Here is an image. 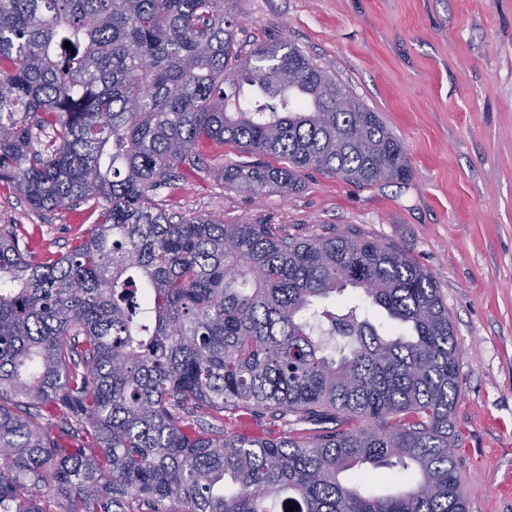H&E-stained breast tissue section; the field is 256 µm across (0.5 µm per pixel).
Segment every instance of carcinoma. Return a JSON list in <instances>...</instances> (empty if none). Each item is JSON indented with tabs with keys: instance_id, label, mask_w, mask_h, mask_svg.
<instances>
[{
	"instance_id": "obj_1",
	"label": "carcinoma",
	"mask_w": 512,
	"mask_h": 512,
	"mask_svg": "<svg viewBox=\"0 0 512 512\" xmlns=\"http://www.w3.org/2000/svg\"><path fill=\"white\" fill-rule=\"evenodd\" d=\"M232 2L0 0V191L95 204L65 253L0 229V512H468L428 270L355 228L300 241L155 200L202 142L286 162L213 170L256 197L413 177L297 46L242 54ZM239 413L296 428L233 434Z\"/></svg>"
}]
</instances>
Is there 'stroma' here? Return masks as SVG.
<instances>
[{
    "label": "stroma",
    "instance_id": "stroma-1",
    "mask_svg": "<svg viewBox=\"0 0 512 512\" xmlns=\"http://www.w3.org/2000/svg\"><path fill=\"white\" fill-rule=\"evenodd\" d=\"M243 52L285 38L377 112L413 168L360 185L310 171L296 191L224 186L234 144L199 148L157 200L183 218L268 224L298 239L349 227L407 250L434 277L462 350L455 451L469 512H512V0H236ZM68 249L90 219L0 193V226Z\"/></svg>",
    "mask_w": 512,
    "mask_h": 512
}]
</instances>
